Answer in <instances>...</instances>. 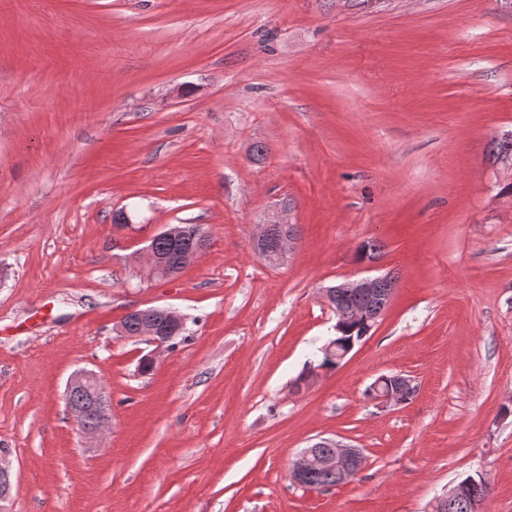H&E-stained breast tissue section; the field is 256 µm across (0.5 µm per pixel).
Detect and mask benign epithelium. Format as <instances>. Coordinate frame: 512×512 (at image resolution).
Listing matches in <instances>:
<instances>
[{"label": "benign epithelium", "instance_id": "obj_1", "mask_svg": "<svg viewBox=\"0 0 512 512\" xmlns=\"http://www.w3.org/2000/svg\"><path fill=\"white\" fill-rule=\"evenodd\" d=\"M295 237L292 232L285 231L284 219L278 218L267 224L259 225V230L253 238L255 251L259 252L272 264L284 263L295 248ZM207 235L202 232L186 252L177 251L167 255H158L152 248L143 250L144 269L154 276L164 279L171 278L182 271V268L193 263L206 248ZM387 276H360L343 283L350 289L362 304L355 312V319L372 328L383 315L392 295L383 290L382 284ZM169 316L168 326L159 331L151 325L141 327V337L154 346L148 358L155 359V354L169 347V343L183 330L181 316L170 308L164 309ZM418 390L413 376L403 373L384 374L374 385L372 401L382 408L405 405L411 401ZM83 396L78 402L69 405L73 419L83 435L91 438L109 428L110 413L107 410L110 398L97 375L88 370H80L73 374L67 384L66 397ZM322 443L332 453L322 455L307 447L296 456V465L288 471V479L301 485L305 479L325 470L336 473V478L342 483L353 480L362 471L364 456L360 449L339 441L324 439ZM0 476L6 483L0 485V512H11L9 507L11 496V474L9 468L0 464ZM476 484L470 478L451 487L448 492L437 497L432 504L431 512H447L448 505L468 495L469 490Z\"/></svg>", "mask_w": 512, "mask_h": 512}]
</instances>
